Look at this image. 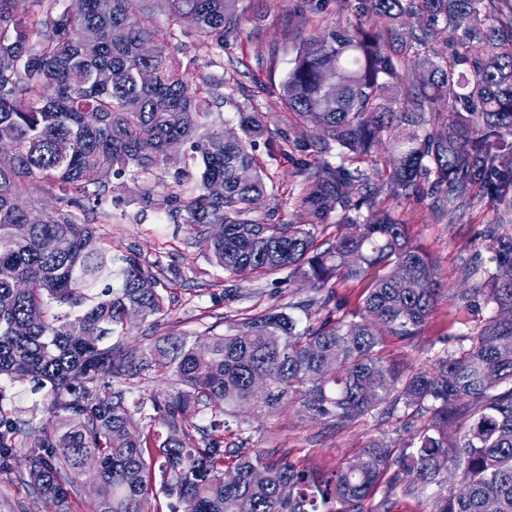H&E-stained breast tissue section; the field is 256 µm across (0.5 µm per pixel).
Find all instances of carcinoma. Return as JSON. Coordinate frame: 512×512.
<instances>
[{
  "label": "carcinoma",
  "mask_w": 512,
  "mask_h": 512,
  "mask_svg": "<svg viewBox=\"0 0 512 512\" xmlns=\"http://www.w3.org/2000/svg\"><path fill=\"white\" fill-rule=\"evenodd\" d=\"M33 2L0 0V135L17 143L0 153V469L23 459L28 493L61 507L92 485L93 512H162L151 506L161 496L167 512H365L383 478L406 497L438 487L433 512H512V240L476 289L493 311L471 344L459 338L429 367L404 364L384 355L385 337L419 336L437 272L379 201L427 185L444 206L474 189L512 191V0H360L364 21L297 45L279 95L342 160L323 165L302 199L318 224L335 213L354 226L332 240L251 218L273 190L256 142L282 150L288 130L226 96L238 136L224 138L210 120L213 84L189 81L155 41L158 13L173 39L191 16L195 46L218 56L238 28V0ZM115 29L126 37L113 39ZM174 140L193 152L181 166L167 162ZM380 149L381 184L353 197L366 178L345 163ZM121 178L141 210L194 225L228 276L285 273L316 289L363 281L364 314L322 315L327 295L222 334L161 331L172 282L98 229L111 221L107 202L122 204L110 197ZM216 182L222 197L209 192ZM213 224L222 231L210 234ZM132 308L146 329L129 345ZM257 375L267 390L254 387ZM154 378L172 385L133 401L134 386ZM4 380L49 402L17 407ZM293 404L336 423L401 406L426 423L417 442L375 440L331 471L280 448L224 447L227 417L246 422L238 409ZM207 410L209 423H195Z\"/></svg>",
  "instance_id": "carcinoma-1"
}]
</instances>
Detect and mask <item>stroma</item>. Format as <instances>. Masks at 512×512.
Listing matches in <instances>:
<instances>
[{
  "label": "stroma",
  "instance_id": "1",
  "mask_svg": "<svg viewBox=\"0 0 512 512\" xmlns=\"http://www.w3.org/2000/svg\"><path fill=\"white\" fill-rule=\"evenodd\" d=\"M356 0H239V27L225 37L220 56H205L195 48L191 34L167 40L165 15H157L155 37L167 40L170 53L193 79L212 78L214 119L234 124L235 104L265 113L270 128L287 126L291 145L287 156L271 157L266 144L255 154L275 186L253 213L265 219L276 211L281 222L305 224L309 214L301 204L305 179L297 172V160L316 172L324 163H336L335 151L315 145V130L288 117L276 84L287 73L294 47L302 39L336 26L357 23ZM234 95L235 104L224 101ZM129 182L114 181L113 195L123 203L111 223L102 225L113 246L133 248L142 260L153 263L156 272L174 283L166 296L169 321L181 329L202 333L223 332L230 321L256 310L285 307L314 297L311 284L297 279L289 283L273 277L228 281L223 269L210 260L206 244L195 228L169 222L164 213L140 212L129 203ZM386 209L405 224L410 238L432 257L440 286L432 312L420 336L407 341L387 337L389 357L416 365L446 351L452 336L474 337L480 332L492 308L476 290L484 283V270L494 269L493 237L512 236V193L478 194L472 201L441 206L431 192L410 199L382 196ZM421 421L413 415L395 412L335 423L289 407L277 415L251 414L244 432L225 436L227 447L284 448L291 460L310 467L330 469L354 456L370 441L386 438L393 445L411 442ZM25 466L15 463L0 471V512H59L51 501L30 497L23 482Z\"/></svg>",
  "mask_w": 512,
  "mask_h": 512
}]
</instances>
